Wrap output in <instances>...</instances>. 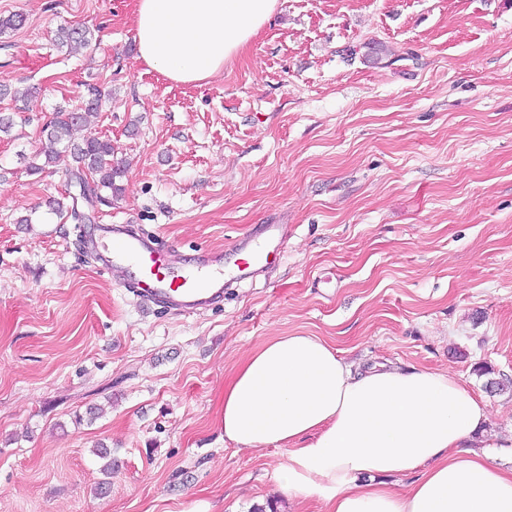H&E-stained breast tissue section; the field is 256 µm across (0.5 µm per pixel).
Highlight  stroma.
Returning <instances> with one entry per match:
<instances>
[{"mask_svg": "<svg viewBox=\"0 0 512 512\" xmlns=\"http://www.w3.org/2000/svg\"><path fill=\"white\" fill-rule=\"evenodd\" d=\"M133 10L0 0V20L25 18L0 31V84L34 91L26 110L0 99V512H287L270 478L284 450L236 449L218 417L240 359L292 333L359 371L450 373L512 466V394L487 386L512 379V0H279L197 86L138 61ZM64 26L91 46L57 47ZM89 83L108 96L79 133L111 140L122 193L58 215L69 158L30 166ZM81 215L187 256L258 224L289 233L255 283L176 315L99 271Z\"/></svg>", "mask_w": 512, "mask_h": 512, "instance_id": "obj_1", "label": "stroma"}]
</instances>
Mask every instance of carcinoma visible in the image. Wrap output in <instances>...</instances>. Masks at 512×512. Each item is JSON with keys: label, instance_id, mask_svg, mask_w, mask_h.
<instances>
[{"label": "carcinoma", "instance_id": "cac0c4a2", "mask_svg": "<svg viewBox=\"0 0 512 512\" xmlns=\"http://www.w3.org/2000/svg\"><path fill=\"white\" fill-rule=\"evenodd\" d=\"M57 38L60 46L76 50L90 45L92 33L88 29L62 28ZM103 97L104 93L99 87L90 86L81 109L57 110L43 128L40 154L46 165L56 162L64 153L69 154L73 162L72 175L83 193L109 203L120 194L121 188L116 184V178L122 174L120 168L112 164L114 149L111 141L95 136L80 142L72 138L73 130L85 121V114L97 111Z\"/></svg>", "mask_w": 512, "mask_h": 512}]
</instances>
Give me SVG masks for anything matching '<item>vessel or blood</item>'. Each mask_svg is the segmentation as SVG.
Returning <instances> with one entry per match:
<instances>
[{"label": "vessel or blood", "instance_id": "b4317fda", "mask_svg": "<svg viewBox=\"0 0 512 512\" xmlns=\"http://www.w3.org/2000/svg\"><path fill=\"white\" fill-rule=\"evenodd\" d=\"M287 238V225L266 224L259 238L238 239L225 252L199 250L190 264L182 263L178 250L161 247L124 224L101 225L98 238L85 244L97 256L100 271L143 303L158 299L166 309L190 314L222 300L225 285L253 282Z\"/></svg>", "mask_w": 512, "mask_h": 512}]
</instances>
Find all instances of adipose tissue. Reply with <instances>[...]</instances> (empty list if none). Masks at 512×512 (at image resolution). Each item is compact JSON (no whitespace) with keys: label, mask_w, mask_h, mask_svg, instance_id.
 Segmentation results:
<instances>
[{"label":"adipose tissue","mask_w":512,"mask_h":512,"mask_svg":"<svg viewBox=\"0 0 512 512\" xmlns=\"http://www.w3.org/2000/svg\"><path fill=\"white\" fill-rule=\"evenodd\" d=\"M278 0H135L139 60L198 84L242 55ZM489 414L446 372L382 365L353 371L326 340L275 336L224 385L220 424L237 448L286 452L278 491L323 512H512V467L474 448ZM412 475L407 487L397 479Z\"/></svg>","instance_id":"1"}]
</instances>
